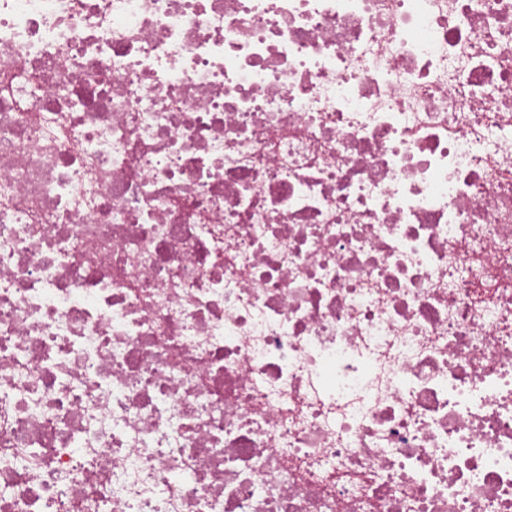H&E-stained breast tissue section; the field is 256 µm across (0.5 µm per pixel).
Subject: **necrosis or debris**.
Listing matches in <instances>:
<instances>
[{
  "mask_svg": "<svg viewBox=\"0 0 512 512\" xmlns=\"http://www.w3.org/2000/svg\"><path fill=\"white\" fill-rule=\"evenodd\" d=\"M0 512H512V0H0Z\"/></svg>",
  "mask_w": 512,
  "mask_h": 512,
  "instance_id": "necrosis-or-debris-1",
  "label": "necrosis or debris"
}]
</instances>
